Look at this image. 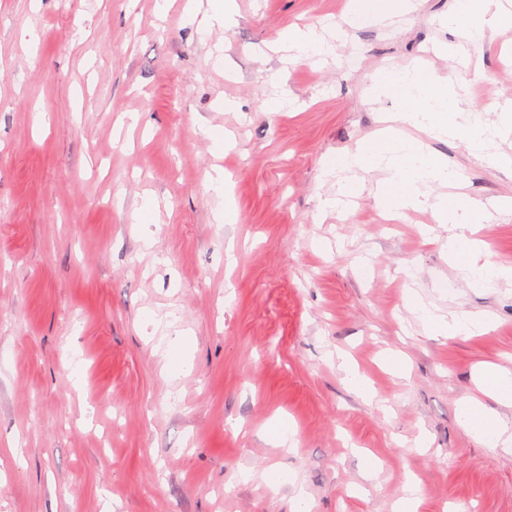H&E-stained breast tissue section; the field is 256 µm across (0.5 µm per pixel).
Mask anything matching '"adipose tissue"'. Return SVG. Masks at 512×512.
<instances>
[{
  "label": "adipose tissue",
  "instance_id": "ef3b65f1",
  "mask_svg": "<svg viewBox=\"0 0 512 512\" xmlns=\"http://www.w3.org/2000/svg\"><path fill=\"white\" fill-rule=\"evenodd\" d=\"M458 7L449 13L444 23L449 30L455 31L467 40L477 42L486 33L500 29L512 22V6L507 0H457ZM345 31L335 27L330 38L319 37L313 29H292L285 34L283 46L304 53L322 57L333 55L337 41L343 40ZM453 262L471 274L469 282L473 288H490L503 278L512 277V267H487L477 265L475 256L479 250L476 241L462 235L449 236L444 244ZM459 418L463 428L479 440L501 439L504 429L501 423L487 410L479 400L472 399L459 408Z\"/></svg>",
  "mask_w": 512,
  "mask_h": 512
}]
</instances>
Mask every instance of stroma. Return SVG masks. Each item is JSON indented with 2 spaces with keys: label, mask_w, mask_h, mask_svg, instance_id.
<instances>
[{
  "label": "stroma",
  "mask_w": 512,
  "mask_h": 512,
  "mask_svg": "<svg viewBox=\"0 0 512 512\" xmlns=\"http://www.w3.org/2000/svg\"><path fill=\"white\" fill-rule=\"evenodd\" d=\"M156 3L0 0V512H393L411 484L417 512H512V454L457 415L480 368L512 369V281L469 287L429 212L386 219L380 172L319 209L326 163L394 108L367 98L385 72L455 71L483 120L512 101V37L460 64L455 0L357 26L350 0H237L227 29L211 0ZM334 22L324 67L275 47ZM423 143L492 210L478 263L512 266V168ZM416 302L491 326L436 336Z\"/></svg>",
  "instance_id": "1"
}]
</instances>
